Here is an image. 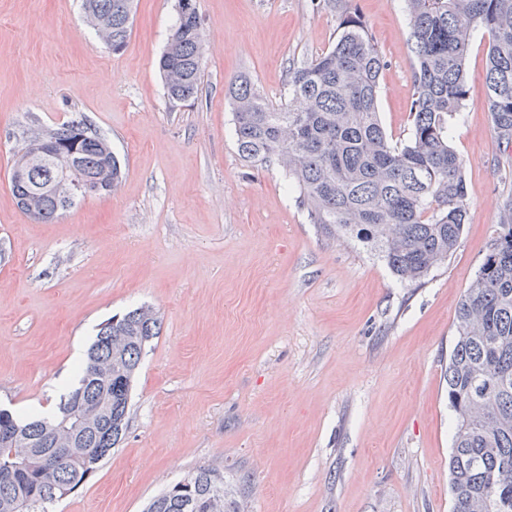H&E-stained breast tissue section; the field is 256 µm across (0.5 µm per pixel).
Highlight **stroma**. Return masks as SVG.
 <instances>
[{
    "label": "stroma",
    "mask_w": 512,
    "mask_h": 512,
    "mask_svg": "<svg viewBox=\"0 0 512 512\" xmlns=\"http://www.w3.org/2000/svg\"><path fill=\"white\" fill-rule=\"evenodd\" d=\"M201 91L170 102L157 67L177 0H135L112 52L80 0H0V406L57 408L99 325L152 307L128 427L49 512H144L200 467L247 512H452L445 370L456 309L491 244L512 161L483 103L487 32L472 33L470 100L450 124L468 222L424 284L311 223L283 169L238 153L228 88L273 104L292 62L334 45L343 11L387 61L380 120L406 137L414 54L405 0H195ZM83 114L123 165L111 193L52 223L16 205L18 151Z\"/></svg>",
    "instance_id": "1"
}]
</instances>
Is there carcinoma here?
Wrapping results in <instances>:
<instances>
[{
    "mask_svg": "<svg viewBox=\"0 0 512 512\" xmlns=\"http://www.w3.org/2000/svg\"><path fill=\"white\" fill-rule=\"evenodd\" d=\"M416 59L408 137L394 143L379 117L380 79L387 63L359 13L340 16L339 34L327 51L288 69V102L275 108L241 76L232 83L238 151L246 160H276L313 224L334 226L383 260L400 281L417 285L455 252L468 219L464 161L449 142V124L470 101L466 60L470 35L491 34L486 55L484 103L498 138L512 142V0H406ZM133 0H82L85 19L100 25L98 37L116 53L130 35ZM204 39L195 0L177 12L158 60L167 98L198 97ZM45 139L76 151L88 177L112 162L109 189L119 182L121 163L106 137L74 114ZM27 184H12L14 197L46 185L61 169L57 159L34 156ZM41 192L30 219L50 224L73 207ZM155 313L135 308L101 326L82 368L78 389L92 401L112 394V425L126 430L134 382L145 347L158 335ZM119 366L112 379L98 375L107 361ZM448 402L455 413L448 461L452 512H512V192L502 200L488 253L463 294L446 370ZM48 421L34 414L0 419V429L19 426L36 433ZM40 468L54 482L80 484L102 459L76 458L35 448ZM214 470L187 476L197 512H245L227 491L223 504L207 508ZM182 493L160 496L146 512H188ZM29 512H46L56 501L38 470L0 477V512L19 498Z\"/></svg>",
    "mask_w": 512,
    "mask_h": 512,
    "instance_id": "carcinoma-1",
    "label": "carcinoma"
}]
</instances>
